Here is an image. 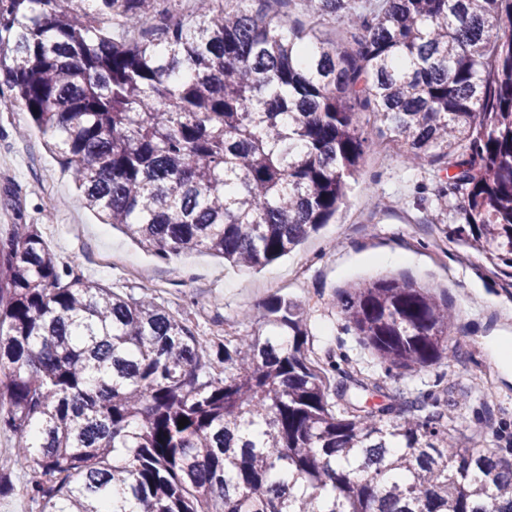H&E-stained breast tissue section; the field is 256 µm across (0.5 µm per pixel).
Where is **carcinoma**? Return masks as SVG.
Segmentation results:
<instances>
[{
	"label": "carcinoma",
	"mask_w": 512,
	"mask_h": 512,
	"mask_svg": "<svg viewBox=\"0 0 512 512\" xmlns=\"http://www.w3.org/2000/svg\"><path fill=\"white\" fill-rule=\"evenodd\" d=\"M0 0V102L18 105L102 223L167 259L246 268L335 215L369 148L356 115L456 201L448 234L512 280V0H303L309 24L201 0ZM347 20L352 43L316 34ZM112 21V28L101 25ZM386 369L456 357L452 307L408 280L337 294ZM214 343L155 298L0 231V430L38 512H512V462L465 448L448 405L310 355L309 313ZM187 418L184 428L178 421Z\"/></svg>",
	"instance_id": "1"
}]
</instances>
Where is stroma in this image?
<instances>
[{"mask_svg": "<svg viewBox=\"0 0 512 512\" xmlns=\"http://www.w3.org/2000/svg\"><path fill=\"white\" fill-rule=\"evenodd\" d=\"M357 120L371 145L350 180L344 206L298 249L258 271L201 253L163 260L122 229L100 224L42 133L34 128L16 136V126L28 122L26 113L1 104L0 225H37L60 262H76L85 277L116 293L152 295L196 333L216 341L262 330L265 305L273 298L299 301L313 313L315 357L348 360L384 385L369 404L399 395L440 398L452 385L464 394L460 406L448 410L456 436L472 448L510 447L512 356H502L500 348L512 347V321L503 318L512 313V286L488 273L478 253L449 237L447 225L433 223L439 203L433 172L408 166L370 113H358ZM393 252L403 253L404 262L374 263V254ZM128 255L152 269V282L137 278L124 261ZM382 278L409 280L447 297L456 311L455 360L388 371L344 329L335 291ZM488 370L497 387L492 400L477 387ZM16 443L0 431V466L12 468ZM12 470L16 491L0 497V512H34L23 492L26 471Z\"/></svg>", "mask_w": 512, "mask_h": 512, "instance_id": "1", "label": "stroma"}]
</instances>
